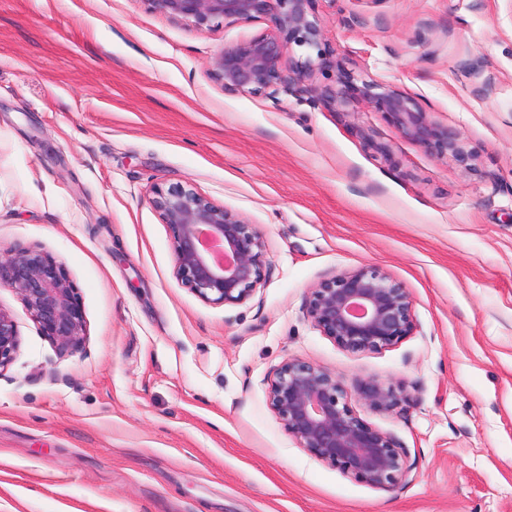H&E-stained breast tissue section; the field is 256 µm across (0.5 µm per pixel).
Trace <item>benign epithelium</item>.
<instances>
[{
  "mask_svg": "<svg viewBox=\"0 0 512 512\" xmlns=\"http://www.w3.org/2000/svg\"><path fill=\"white\" fill-rule=\"evenodd\" d=\"M150 9L202 30L216 19L263 22L266 28L214 57L209 73L228 91L277 98L304 91L320 105L363 101L385 114L405 139L427 152L466 162L460 133L431 116L413 96L377 82L349 79L336 54L323 42L317 0H144ZM317 50L316 58L291 57L292 46ZM335 70L333 85L308 84L314 71ZM150 203L166 224L172 248V276L200 300L239 305L264 283L268 266L264 234L257 225L200 194L188 182L156 187ZM11 288L60 352L78 349L84 315L76 288L51 255L22 248L0 255V288ZM306 315L339 347L356 353L396 345L414 329L409 292L377 266L367 265L325 279L310 289ZM19 345L17 325L0 309V370ZM357 394L371 410L390 413L412 400L391 382L370 379ZM268 407L311 456L378 488L407 480L411 465L403 449L351 407L347 390L318 365L287 359L269 378Z\"/></svg>",
  "mask_w": 512,
  "mask_h": 512,
  "instance_id": "obj_1",
  "label": "benign epithelium"
}]
</instances>
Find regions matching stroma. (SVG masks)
Returning <instances> with one entry per match:
<instances>
[{
  "instance_id": "1",
  "label": "stroma",
  "mask_w": 512,
  "mask_h": 512,
  "mask_svg": "<svg viewBox=\"0 0 512 512\" xmlns=\"http://www.w3.org/2000/svg\"><path fill=\"white\" fill-rule=\"evenodd\" d=\"M316 7L345 72L416 97L471 167L365 103L225 91L211 61L264 23L0 0V253L50 254L84 314L62 355L0 288L20 338L0 371V512H512V0ZM185 181L263 232L250 301L208 304L173 278L149 197ZM365 265L407 289L415 328L351 353L306 303ZM287 359L341 379L405 449L406 482L377 488L300 448L266 402ZM371 378L411 402L369 410L355 392Z\"/></svg>"
}]
</instances>
